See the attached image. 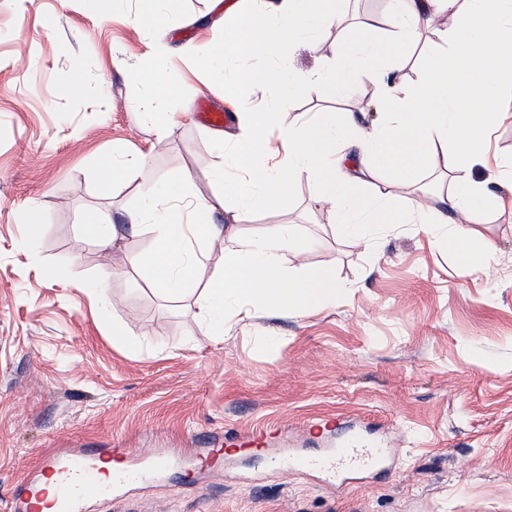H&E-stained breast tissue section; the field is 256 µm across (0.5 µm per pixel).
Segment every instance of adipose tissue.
<instances>
[{
    "label": "adipose tissue",
    "instance_id": "ef3b65f1",
    "mask_svg": "<svg viewBox=\"0 0 512 512\" xmlns=\"http://www.w3.org/2000/svg\"><path fill=\"white\" fill-rule=\"evenodd\" d=\"M344 0H254L251 9L230 5L218 50L206 58L211 81L224 85L225 98L239 105L256 81L273 94L264 109L245 115L243 132L230 139L214 161L222 197L233 202V222L218 227L209 220L215 203L192 188L190 179L160 181L144 187L140 205L129 217L131 230H148L155 245L131 257L132 269L151 274L153 288L179 298L199 262L197 244L219 245L224 270L204 290L201 316L211 333L223 337L230 319L248 318L250 308L267 307L304 314L335 303L342 291L332 271L288 270L286 257L298 248L297 231L285 224L267 237L249 238L238 227L260 211L287 207L297 182L308 180L318 200L337 217L347 239L368 243L377 229L404 224L435 225V244L452 251L462 269L475 262V224L505 200L476 180L475 165L486 163V139L498 120L499 98L512 95V0H388L383 37L365 32L341 41L333 62L310 75L296 74L288 55L340 20ZM432 30L452 50L425 59L419 83L390 78L391 69L413 50L424 30ZM264 60L265 68L243 67L227 73L235 59ZM148 86L151 98L142 117L158 133L176 126L181 116L161 108L180 87L158 53H147L131 70ZM367 96L384 115L382 125L364 130L352 118L335 113L271 137L268 130L295 96ZM448 153V179L454 190L443 207L431 193L397 199L385 174L403 179L425 168L430 153Z\"/></svg>",
    "mask_w": 512,
    "mask_h": 512
}]
</instances>
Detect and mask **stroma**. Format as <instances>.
<instances>
[{
  "mask_svg": "<svg viewBox=\"0 0 512 512\" xmlns=\"http://www.w3.org/2000/svg\"><path fill=\"white\" fill-rule=\"evenodd\" d=\"M137 7L124 0L102 20L85 0H0V503L46 451L147 448L174 464L112 502L89 497L85 512H512V214L485 213L477 230L495 251L466 271L424 224L381 233L371 247L342 238L315 185L301 181L287 209L258 212L239 230L294 225L303 248L289 267L331 270L344 292L304 315L256 306L227 321L223 338L210 336L200 293L223 252L203 248L182 299L169 301L129 265L153 249L152 233L130 232L123 218L145 184L187 174L197 193L220 191L214 155L240 127L199 63L224 9L175 0L169 25L147 32ZM384 13L380 0H348L340 26L291 51L293 70L331 62L340 40ZM152 48L182 78L180 96L164 104L182 119L163 137L138 120L149 91L128 75ZM77 76L81 88L69 91ZM202 98L226 113L223 125L196 120ZM318 112H350L368 128L379 120L368 98L326 94L297 96L282 120ZM112 158L136 161L131 180L99 181ZM423 188L439 199L451 192L447 153L391 192ZM30 206L44 224L26 248L20 215ZM89 212L116 226L109 245L82 238ZM60 266L71 280L55 277ZM104 267L102 302L91 285ZM116 321L133 335H113ZM334 414L387 442L393 465L343 485L271 465L320 447L308 425ZM262 429L266 452L196 460L223 447L225 432Z\"/></svg>",
  "mask_w": 512,
  "mask_h": 512,
  "instance_id": "stroma-1",
  "label": "stroma"
}]
</instances>
